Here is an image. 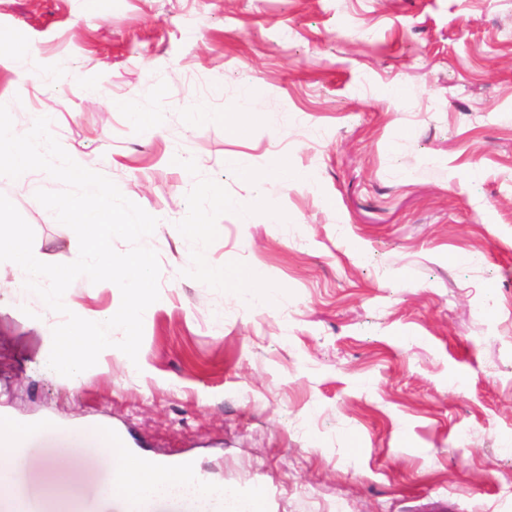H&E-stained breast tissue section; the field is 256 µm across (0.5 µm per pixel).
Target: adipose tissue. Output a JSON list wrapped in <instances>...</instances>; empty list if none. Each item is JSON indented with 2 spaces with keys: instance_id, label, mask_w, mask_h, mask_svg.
<instances>
[{
  "instance_id": "adipose-tissue-1",
  "label": "adipose tissue",
  "mask_w": 512,
  "mask_h": 512,
  "mask_svg": "<svg viewBox=\"0 0 512 512\" xmlns=\"http://www.w3.org/2000/svg\"><path fill=\"white\" fill-rule=\"evenodd\" d=\"M51 445L54 454L46 464L43 490L50 504L74 501V474L108 453L112 456V471L98 495L106 502L121 497L124 512H153L155 502L169 496L189 499L196 512H210L216 500L222 502L224 512H257L256 500L240 499L232 491L208 487L189 474L174 471L165 479H155L143 465L127 459L120 449L107 448L95 428L57 434ZM26 466L22 437L0 440V512H21L28 495Z\"/></svg>"
}]
</instances>
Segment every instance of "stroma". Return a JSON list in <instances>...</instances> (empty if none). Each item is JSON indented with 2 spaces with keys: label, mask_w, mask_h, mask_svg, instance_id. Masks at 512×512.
<instances>
[{
  "label": "stroma",
  "mask_w": 512,
  "mask_h": 512,
  "mask_svg": "<svg viewBox=\"0 0 512 512\" xmlns=\"http://www.w3.org/2000/svg\"><path fill=\"white\" fill-rule=\"evenodd\" d=\"M0 103L157 218L161 269L137 361L75 380L1 264L0 417L114 427L263 512H512V0H0ZM60 187L0 178L56 264ZM227 262L254 301L196 272Z\"/></svg>",
  "instance_id": "stroma-1"
}]
</instances>
